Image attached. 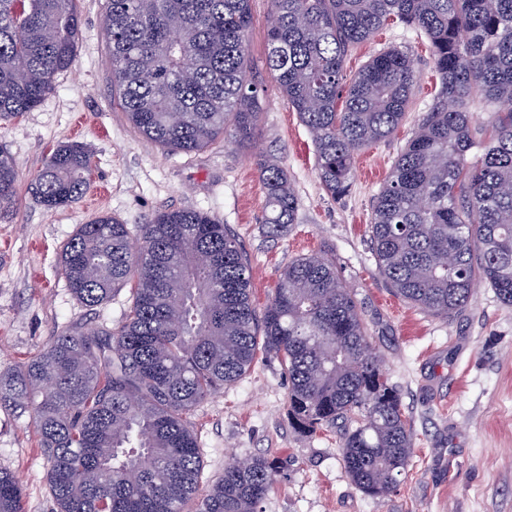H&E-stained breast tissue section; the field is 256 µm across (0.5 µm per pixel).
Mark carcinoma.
<instances>
[{
    "label": "carcinoma",
    "instance_id": "1",
    "mask_svg": "<svg viewBox=\"0 0 512 512\" xmlns=\"http://www.w3.org/2000/svg\"><path fill=\"white\" fill-rule=\"evenodd\" d=\"M251 2L109 0L112 79L143 137L180 153L251 142L260 117L248 78ZM394 17L428 37L439 88L373 200L378 272L439 319L459 315L477 281L512 305V0H270L268 68L313 135L323 190L341 197L354 155L399 128L415 90L414 63L398 48L345 73L348 54ZM80 33L77 0H0L1 120L54 90ZM481 104L493 109L477 125L471 108ZM89 166L82 145L59 146L31 195L46 209L65 207L84 193ZM259 177L264 223H294L287 172L264 158ZM17 181L0 148V214L15 204ZM58 265L86 307L127 285L132 302L117 328L61 333L0 374V409L29 415L57 512H262L280 462L256 455L205 484L187 420L260 353L288 378L296 430L343 428L342 462L357 488L382 498L409 471L400 394L335 260L290 262L258 313L231 231L200 210L174 209L135 234L98 216L79 226ZM0 512H25L23 485L2 469Z\"/></svg>",
    "mask_w": 512,
    "mask_h": 512
}]
</instances>
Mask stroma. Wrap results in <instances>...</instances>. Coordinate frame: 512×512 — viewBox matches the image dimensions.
<instances>
[{"label":"stroma","instance_id":"stroma-1","mask_svg":"<svg viewBox=\"0 0 512 512\" xmlns=\"http://www.w3.org/2000/svg\"><path fill=\"white\" fill-rule=\"evenodd\" d=\"M106 6L107 0H79L75 66L58 76L35 110L0 120V148L19 171L17 200L0 219V370L21 365L60 333L122 323L129 288L90 309L59 270L58 255L79 225L100 214L136 226L166 210H200L239 237L252 266L256 311L269 303L294 259H335L362 302L367 333L400 394L414 443L412 465L387 497L363 493L344 472L341 428L295 430L288 380L276 359L262 355L190 416L203 481L264 454L282 469L263 512H512V306L480 281L457 317L429 316L391 293L370 244L373 198L437 87L427 37L394 19L348 55L351 75L376 53L400 47L414 62L417 84L402 125L356 155L351 187L334 199L320 184L308 129L265 64L268 0H252L250 76L261 109L256 137L245 147L220 141L191 154L147 140L128 122L112 83ZM71 142L91 156L87 189L70 205L46 210L32 199L30 182L56 147ZM265 154L279 159L298 198L294 223L275 234L261 222L265 193L257 161ZM1 468L22 481L26 512H55L39 439L25 414L0 412Z\"/></svg>","mask_w":512,"mask_h":512}]
</instances>
